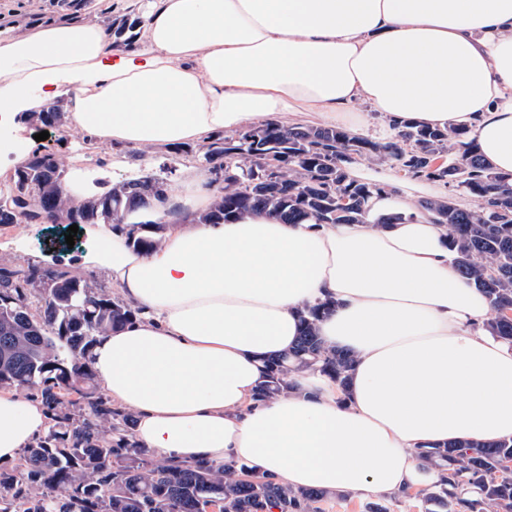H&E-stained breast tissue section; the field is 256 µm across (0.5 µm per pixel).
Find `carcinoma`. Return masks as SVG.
Masks as SVG:
<instances>
[{
  "mask_svg": "<svg viewBox=\"0 0 512 512\" xmlns=\"http://www.w3.org/2000/svg\"><path fill=\"white\" fill-rule=\"evenodd\" d=\"M136 25L125 16L113 19L107 30L115 46L132 47L129 31ZM37 120L46 128L62 126L63 106L37 113ZM180 152L224 172L211 208L199 215L212 224L248 210L269 211L288 224L309 217L331 224L338 221L341 194L352 202L342 219L359 220L377 187L349 178L345 164L357 157L388 160L414 177L458 188L476 199L477 208L462 209L451 198L421 208L434 223L448 225L457 271L487 296L494 316L486 327L512 341V186L484 163L466 129L405 127L376 142L337 128L285 129L268 122L236 139L219 134ZM64 182L60 155L34 148L0 188V225L119 224L166 191L156 179L124 181L74 208ZM161 230L138 222L129 231L130 244L149 252L160 246ZM32 289L39 291L36 309ZM330 310L327 303L301 315L297 344L267 359V381L256 398L286 391L288 374L302 369L347 384L353 358L325 345L318 333L320 317ZM138 313L65 270L0 266V385L38 388L52 412L46 435L15 465L0 467V512H201L206 503L214 512H319L327 490L289 488L231 463L168 462L130 442L118 426L100 429L102 422L127 418L97 394L87 354L96 336ZM419 457L442 467L441 480L424 493L425 504L441 512H512V440L450 443L423 449ZM462 482L478 486L480 496L460 497L455 489Z\"/></svg>",
  "mask_w": 512,
  "mask_h": 512,
  "instance_id": "cac0c4a2",
  "label": "carcinoma"
}]
</instances>
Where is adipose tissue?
<instances>
[{
	"label": "adipose tissue",
	"instance_id": "ef3b65f1",
	"mask_svg": "<svg viewBox=\"0 0 512 512\" xmlns=\"http://www.w3.org/2000/svg\"><path fill=\"white\" fill-rule=\"evenodd\" d=\"M139 29L137 50L91 22L0 29L14 164L32 150L22 116L65 96L71 124L104 148L307 118L356 131L369 106L393 127H467L512 179V0H150ZM375 180L359 222L201 223L215 187L191 172L147 213L168 226L158 248L87 225V262L140 310L89 356L113 405L135 414L140 447L379 496L438 481L419 450L512 438V342L485 329L491 306L458 274L447 225L391 174ZM325 301L319 334L353 356L349 386L298 370L257 401L264 359L287 353L301 312ZM47 423L39 401L0 391V463Z\"/></svg>",
	"mask_w": 512,
	"mask_h": 512
}]
</instances>
